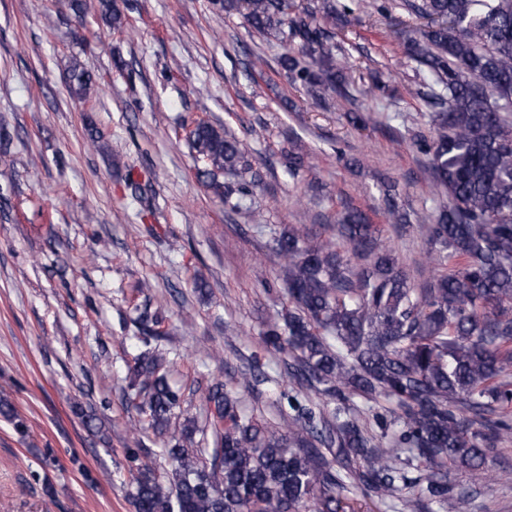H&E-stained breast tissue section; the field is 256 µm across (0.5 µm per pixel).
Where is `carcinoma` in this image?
Wrapping results in <instances>:
<instances>
[{"label":"carcinoma","instance_id":"obj_1","mask_svg":"<svg viewBox=\"0 0 512 512\" xmlns=\"http://www.w3.org/2000/svg\"><path fill=\"white\" fill-rule=\"evenodd\" d=\"M403 7L428 20L420 36L407 38L406 53L426 75L416 94L436 109L440 129L420 148L448 201L419 220L447 270L413 284L357 207L337 220L336 242L315 240L303 225L276 232L274 249L288 261V306L270 316L262 340L288 357L280 399L292 414L284 431L247 413L221 382L202 391L199 422L167 380L158 314L143 310L125 393L130 408L158 437L173 426L189 442L208 431L213 447L174 444L164 476L150 457L127 449L136 512H355L352 489L400 512H469L467 492L445 469L479 477L486 449L512 439V0H403ZM69 8L123 27L116 0H70ZM224 8L300 46L306 62L280 57L293 80L351 97L347 57L326 45L336 9L325 4L318 15L289 0H224ZM67 87L84 102L95 93L78 63ZM187 138L199 178L262 223L249 186L215 181L216 172L241 166L237 138L201 120ZM383 196L393 223H409L394 185L383 184ZM308 390L334 405L330 414L315 411ZM368 411L378 435L367 427Z\"/></svg>","mask_w":512,"mask_h":512}]
</instances>
